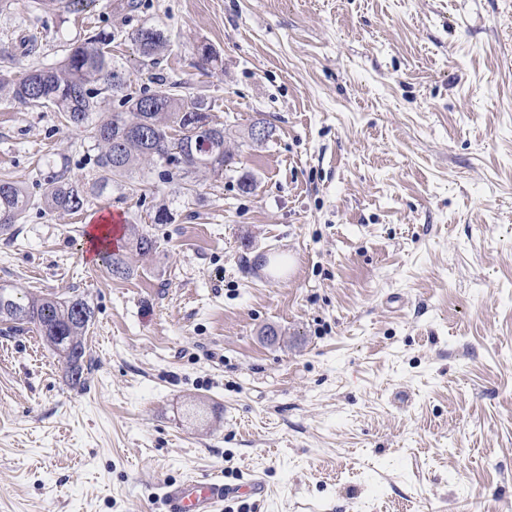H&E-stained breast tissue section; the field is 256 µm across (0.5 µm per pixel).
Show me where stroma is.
<instances>
[{
  "label": "stroma",
  "instance_id": "stroma-1",
  "mask_svg": "<svg viewBox=\"0 0 512 512\" xmlns=\"http://www.w3.org/2000/svg\"><path fill=\"white\" fill-rule=\"evenodd\" d=\"M121 2L0 0V73L106 33L133 86L204 96L238 165L0 232V282L94 310L77 384L0 331V512H157L198 477L263 482L218 512H512V0ZM92 146L0 93V180L32 199L62 155L93 183ZM105 207L156 242L123 279L81 254ZM131 39L138 48L144 61L157 64L155 56L164 50L166 39L163 33L152 27H142L131 34Z\"/></svg>",
  "mask_w": 512,
  "mask_h": 512
}]
</instances>
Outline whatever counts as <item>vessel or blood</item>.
<instances>
[{"label":"vessel or blood","mask_w":512,"mask_h":512,"mask_svg":"<svg viewBox=\"0 0 512 512\" xmlns=\"http://www.w3.org/2000/svg\"><path fill=\"white\" fill-rule=\"evenodd\" d=\"M260 481L227 484L212 479L172 480L162 485L159 500L163 512H216L218 504L242 496L262 494Z\"/></svg>","instance_id":"vessel-or-blood-1"}]
</instances>
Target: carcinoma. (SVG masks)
Here are the masks:
<instances>
[{
	"label": "carcinoma",
	"instance_id": "cac0c4a2",
	"mask_svg": "<svg viewBox=\"0 0 512 512\" xmlns=\"http://www.w3.org/2000/svg\"><path fill=\"white\" fill-rule=\"evenodd\" d=\"M48 6H63L74 12L95 5L96 0H41ZM131 39L144 60L152 62L164 50L163 33L142 27ZM108 35L96 33L81 43H70L52 67L29 70L11 79H0L4 92L25 107L51 105L74 128L89 130L97 154L95 166L101 178L92 186L70 175L66 160L49 159L48 172L41 183V204L50 211L78 213L84 210L91 191L108 182H124L144 163L167 166L161 176L168 182H181L199 170L222 173L234 163V153L224 146V127L216 123L204 97L178 92L176 85L162 79L153 85L132 89L125 73L112 62L106 51ZM118 97L120 111L94 123L104 93ZM31 197L9 181H0V230L7 231L24 217ZM129 249L147 254L155 241L132 229ZM103 262L112 276L122 278L129 267L121 253H107ZM94 311L80 295H20L14 286L0 283V322L7 332L35 330L63 359L69 380L77 383L84 371L86 346L82 336L88 330Z\"/></svg>",
	"mask_w": 512,
	"mask_h": 512
}]
</instances>
